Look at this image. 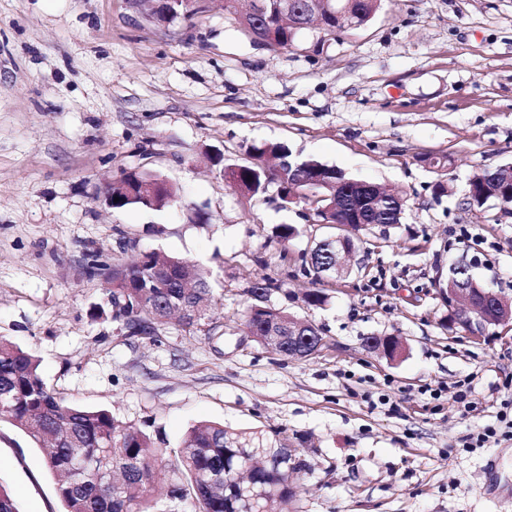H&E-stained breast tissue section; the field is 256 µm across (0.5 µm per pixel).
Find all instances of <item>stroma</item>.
Wrapping results in <instances>:
<instances>
[{
  "instance_id": "stroma-1",
  "label": "stroma",
  "mask_w": 512,
  "mask_h": 512,
  "mask_svg": "<svg viewBox=\"0 0 512 512\" xmlns=\"http://www.w3.org/2000/svg\"><path fill=\"white\" fill-rule=\"evenodd\" d=\"M191 8L162 22L146 0H0V336L67 402L159 447L210 420L291 448L309 464L293 512H512V322L471 335L438 290L462 259L512 300V213L466 201L474 175L512 163V0H382L365 26L285 49L256 43L224 0ZM265 141L400 192L402 222L359 232L347 277L304 272L336 226L273 191L242 199L210 161L249 163ZM133 168L179 201L108 207ZM143 251L213 269L224 293L205 323L224 336L91 317L112 283L87 257ZM267 276L283 283L269 305L321 330L316 357L242 332ZM381 334L403 340L398 359L365 348ZM0 484L21 512H64L42 448L4 421Z\"/></svg>"
}]
</instances>
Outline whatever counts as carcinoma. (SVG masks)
I'll return each instance as SVG.
<instances>
[{
    "instance_id": "1",
    "label": "carcinoma",
    "mask_w": 512,
    "mask_h": 512,
    "mask_svg": "<svg viewBox=\"0 0 512 512\" xmlns=\"http://www.w3.org/2000/svg\"><path fill=\"white\" fill-rule=\"evenodd\" d=\"M258 17L240 13L239 0H224V10L246 30L257 28L273 48L294 43L297 32L280 16L278 0H264ZM334 14L323 17L325 35H336L365 25L379 9L381 0H331ZM248 154L254 163L247 167L218 165L224 178L242 197L264 196L273 185L280 199L292 195L305 198L303 206L319 222L340 224L345 236L362 226L401 223L403 197L384 193L375 205L369 192L343 172L316 160L296 167L288 147L282 143L253 144ZM177 196L174 186L165 190L156 205L119 197L115 209L152 207L160 210ZM512 200V168H501L476 176L468 201L481 207L488 201ZM303 264L319 277L335 265L332 250L320 248L301 256ZM109 303L112 318L123 322L133 335H153L180 310L178 325L188 334L201 330L204 305L212 297L219 280L206 268L178 257H162L143 252L129 264L112 266ZM282 281L268 277L248 289L245 329L253 341L266 347L265 325L270 321L289 324L296 317L267 304L270 291ZM6 421L46 448V467L57 476V495L65 512H149V492L155 470L165 457H174V480L167 496L191 501L195 512H239L240 487L217 480L246 468L248 479L272 494V500L258 498L254 512H268L282 502L288 512L297 491L288 490V478L266 457L290 452L256 432L226 428L220 423L200 422L192 426L175 449L158 448L141 429L126 425L105 408L70 404L48 388L39 372V360L12 341L0 337V422Z\"/></svg>"
}]
</instances>
